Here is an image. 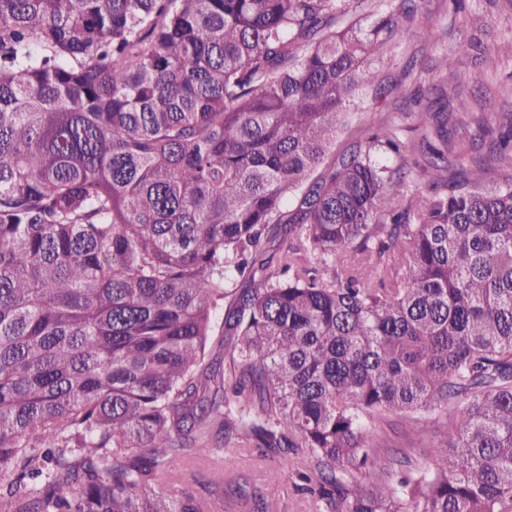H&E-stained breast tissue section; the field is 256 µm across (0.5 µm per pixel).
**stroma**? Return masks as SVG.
<instances>
[{"mask_svg": "<svg viewBox=\"0 0 512 512\" xmlns=\"http://www.w3.org/2000/svg\"><path fill=\"white\" fill-rule=\"evenodd\" d=\"M402 8L408 11L406 31L371 60L379 85L357 90L330 153L341 156L380 128L393 127L403 149L378 158L404 174L411 193L426 194L431 187L420 169L429 159L424 137L433 129L437 100H465L474 117L512 115V54L503 51L512 44V0H349L348 8L337 12L336 26L366 29ZM425 28L433 30V39L418 37ZM473 119L457 125L453 136L456 152L466 159L486 153L485 144L473 137ZM300 466L297 456L267 459L257 448L224 453L225 473L276 488L278 512H319L317 495L297 478Z\"/></svg>", "mask_w": 512, "mask_h": 512, "instance_id": "obj_1", "label": "stroma"}]
</instances>
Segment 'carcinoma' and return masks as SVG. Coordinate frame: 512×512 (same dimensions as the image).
<instances>
[{
  "label": "carcinoma",
  "mask_w": 512,
  "mask_h": 512,
  "mask_svg": "<svg viewBox=\"0 0 512 512\" xmlns=\"http://www.w3.org/2000/svg\"><path fill=\"white\" fill-rule=\"evenodd\" d=\"M336 3L0 0V512H218L211 472L157 488L230 442L324 512H512V141L446 178L438 123L433 195L388 128L312 177L401 31Z\"/></svg>",
  "instance_id": "obj_1"
}]
</instances>
